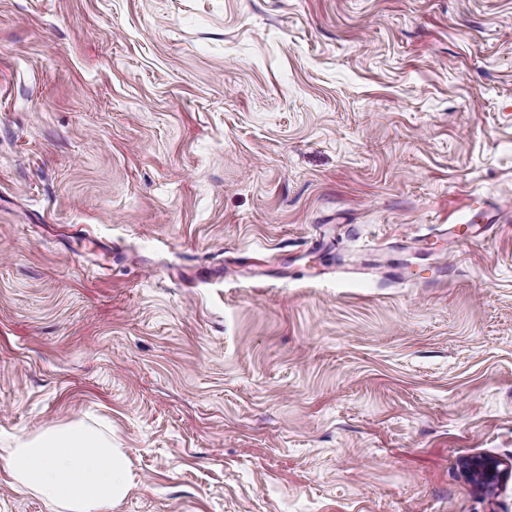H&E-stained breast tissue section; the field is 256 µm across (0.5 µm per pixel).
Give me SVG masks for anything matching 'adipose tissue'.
Returning <instances> with one entry per match:
<instances>
[{
	"instance_id": "adipose-tissue-1",
	"label": "adipose tissue",
	"mask_w": 512,
	"mask_h": 512,
	"mask_svg": "<svg viewBox=\"0 0 512 512\" xmlns=\"http://www.w3.org/2000/svg\"><path fill=\"white\" fill-rule=\"evenodd\" d=\"M16 487L51 512H111L134 483L125 453L110 434L73 421L17 439L0 448Z\"/></svg>"
}]
</instances>
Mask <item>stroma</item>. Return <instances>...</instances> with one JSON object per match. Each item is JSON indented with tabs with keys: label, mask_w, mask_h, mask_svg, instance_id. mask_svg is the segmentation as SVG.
<instances>
[{
	"label": "stroma",
	"mask_w": 512,
	"mask_h": 512,
	"mask_svg": "<svg viewBox=\"0 0 512 512\" xmlns=\"http://www.w3.org/2000/svg\"><path fill=\"white\" fill-rule=\"evenodd\" d=\"M511 201L512 0H0V442L107 427L115 512H512ZM463 470L480 490L490 491L511 476L512 465L490 455H475L463 462Z\"/></svg>",
	"instance_id": "obj_1"
}]
</instances>
